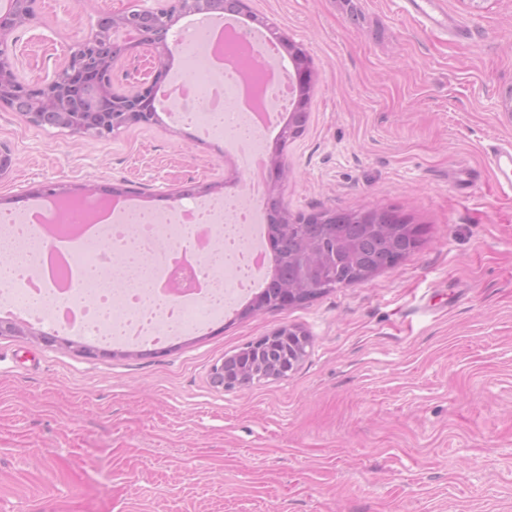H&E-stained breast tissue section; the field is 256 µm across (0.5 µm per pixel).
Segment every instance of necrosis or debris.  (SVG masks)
Returning <instances> with one entry per match:
<instances>
[{
	"label": "necrosis or debris",
	"instance_id": "necrosis-or-debris-1",
	"mask_svg": "<svg viewBox=\"0 0 512 512\" xmlns=\"http://www.w3.org/2000/svg\"><path fill=\"white\" fill-rule=\"evenodd\" d=\"M186 69L175 83L176 112L196 117L207 135L223 134L224 142L240 153L247 167L249 189L258 193V164L264 155L260 137L239 141L232 128H219L208 118L225 106H233L240 122L268 132L287 96L288 81L275 56L244 29L226 31L216 38L211 25L189 29ZM133 202H104L89 198L64 207L44 200L25 216L27 224L50 225L53 236H73L71 246H48L51 235L17 232L16 221L0 223V234L14 237L20 251L43 252V264L22 271L15 284L0 292V308L6 307L28 320L48 321L75 337L91 336L102 342H154L155 331L173 326L189 329L219 317L222 307L213 305V291L226 298L241 294L245 284L242 265L220 263L227 247L221 229L235 225L239 242L258 255L261 212L252 204L234 200H194L174 211L159 213L147 223L135 222ZM135 237L151 258L150 272L159 283L177 284L170 294L171 309L154 316L144 313V299L136 288L96 277L78 278V269L102 263L104 270L118 268L119 241Z\"/></svg>",
	"mask_w": 512,
	"mask_h": 512
}]
</instances>
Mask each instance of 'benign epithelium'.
<instances>
[{
	"mask_svg": "<svg viewBox=\"0 0 512 512\" xmlns=\"http://www.w3.org/2000/svg\"><path fill=\"white\" fill-rule=\"evenodd\" d=\"M221 14L247 15L253 25L278 39L292 65L289 82L297 88L291 113L299 116L308 112L307 88L314 79V66L304 45L288 37L279 26L265 16L249 10L248 0H175V8H130L121 12L110 10L97 14L92 31L85 35L64 57L53 74L41 82L22 81L9 52L14 34L28 26L36 17V0H11L9 8L0 10V106L21 114L30 124L43 129H68L100 139L113 137L133 126H151L158 121L149 111L148 100L154 84L164 80L171 60V45L178 41L184 27L178 22L185 17H208ZM150 49L153 70L151 79L139 81L129 89L115 91L112 71L116 66L137 55L140 48ZM270 188L263 207L267 219L275 224L325 223L322 212L290 214L281 207V191L288 180V170L281 149L270 155ZM243 182V172L235 165L227 170L225 182L187 185L172 193L181 200L204 193H224V183ZM39 193L62 201H78L91 195L110 198L123 193L119 186L45 184ZM305 285H289L278 305L282 309L304 301ZM299 326L284 324L252 342L251 348L267 352L248 369H242L226 357L215 363L209 374L213 388L229 390L250 379H277L288 373L286 363L295 369L306 356L304 336ZM0 336L29 339L46 347H64L82 357L130 355V350L98 349L79 339H64L42 332L34 326L13 321H0Z\"/></svg>",
	"mask_w": 512,
	"mask_h": 512,
	"instance_id": "7a95c632",
	"label": "benign epithelium"
}]
</instances>
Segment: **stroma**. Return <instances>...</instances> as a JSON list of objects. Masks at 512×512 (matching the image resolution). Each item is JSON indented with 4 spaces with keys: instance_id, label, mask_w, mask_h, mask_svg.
Wrapping results in <instances>:
<instances>
[{
    "instance_id": "35a3bbf8",
    "label": "stroma",
    "mask_w": 512,
    "mask_h": 512,
    "mask_svg": "<svg viewBox=\"0 0 512 512\" xmlns=\"http://www.w3.org/2000/svg\"><path fill=\"white\" fill-rule=\"evenodd\" d=\"M158 0H38L13 53L53 73L98 12ZM304 44L315 86L288 144V211L388 208L421 229L393 267L286 309L133 355L82 358L0 336V512H512V0H441L459 33L390 0H249ZM0 209L48 183L134 190L169 210L224 178V143L160 113L109 139L0 107ZM470 181L453 183L456 168ZM308 354L287 377L219 391L214 363L284 324ZM490 166L512 186V145L491 144L487 149Z\"/></svg>"
}]
</instances>
